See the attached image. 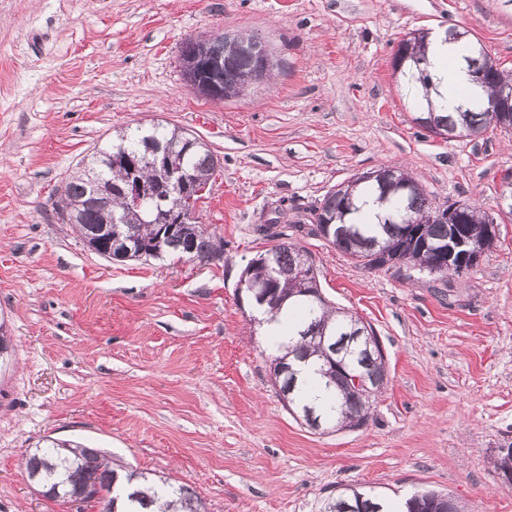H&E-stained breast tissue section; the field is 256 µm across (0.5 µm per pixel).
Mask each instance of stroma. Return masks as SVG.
<instances>
[{
	"label": "stroma",
	"instance_id": "1",
	"mask_svg": "<svg viewBox=\"0 0 512 512\" xmlns=\"http://www.w3.org/2000/svg\"><path fill=\"white\" fill-rule=\"evenodd\" d=\"M446 28L512 72V0H0V512H100L28 482L23 456L62 441L188 486L207 512H321L348 486L512 512L493 466L512 448V130L435 138L392 68L409 33ZM216 30L261 36L272 81L223 100L190 87L180 46ZM153 123L220 159L198 216L223 260H111L58 220L65 178ZM384 165L476 204L497 237L462 276L402 279L295 234L386 356L366 426L322 433L284 407L238 281L270 232Z\"/></svg>",
	"mask_w": 512,
	"mask_h": 512
}]
</instances>
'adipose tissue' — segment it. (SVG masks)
<instances>
[{"instance_id": "obj_1", "label": "adipose tissue", "mask_w": 512, "mask_h": 512, "mask_svg": "<svg viewBox=\"0 0 512 512\" xmlns=\"http://www.w3.org/2000/svg\"><path fill=\"white\" fill-rule=\"evenodd\" d=\"M462 47V41L446 39L441 31L431 33L427 39L429 71L442 93L435 101L439 111L456 112L487 98L486 93L472 82L461 60Z\"/></svg>"}]
</instances>
